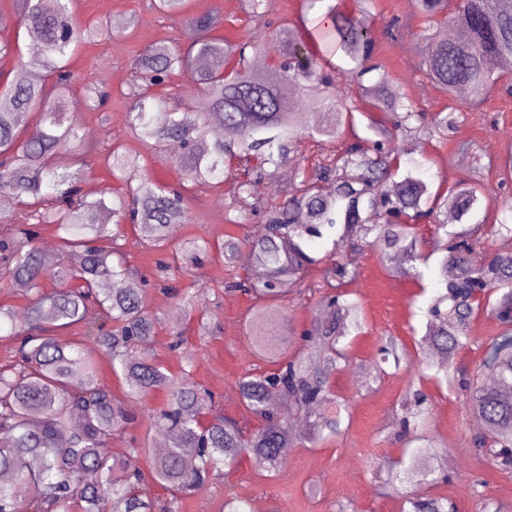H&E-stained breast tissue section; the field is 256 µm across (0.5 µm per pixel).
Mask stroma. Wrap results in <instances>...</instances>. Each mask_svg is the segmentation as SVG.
<instances>
[{
  "label": "stroma",
  "instance_id": "stroma-1",
  "mask_svg": "<svg viewBox=\"0 0 512 512\" xmlns=\"http://www.w3.org/2000/svg\"><path fill=\"white\" fill-rule=\"evenodd\" d=\"M192 14L217 17L218 35L231 40L260 29L240 8V0H190ZM418 9L408 0H377L374 27L377 32V59L392 86L404 92L417 107L428 112L444 108L447 97L423 74L422 57L416 50V28L399 29L387 38L384 27L392 18L417 19ZM116 19L111 35L82 44L71 60L74 73L94 70L97 78L111 87V101L99 112L88 111L81 85L70 94L74 101L82 135L88 136L99 152L114 144H130L125 115L129 102L121 95L132 77V62L156 41L188 45L187 28L178 18H170L153 6V0H74L73 19L80 24ZM474 144L476 154L461 152L460 144ZM512 146V96L492 95L479 110L460 114L447 138L431 137L427 147L433 162L428 181L447 184L471 177L477 159L488 160L481 180L492 203L480 210L477 221L512 224V179H504L494 166L507 147ZM193 221L179 225L174 242L195 235L223 239L255 237L263 226L253 222L233 226L224 221V190L198 186L188 193ZM123 249L142 281L149 309L160 323L148 348L138 349V357L156 358L171 369L191 366L194 380L210 391L226 418L249 422L242 406L237 380L252 368H267L257 356L245 326L251 302L241 292L221 290L228 272L217 253L205 257L186 299L164 294L156 268L158 253L145 249L135 232H128ZM354 260L360 276L352 292L363 308L364 328L351 348V362L333 375L337 393L350 401L349 426L335 441L320 447L292 448L276 473H268L250 459L223 480L200 484L184 499L183 512H224L227 493L262 504L267 512H409L410 499L444 498L456 512H512V471L490 466L474 445L481 423L467 410L466 385L472 369L484 357L487 344L502 329L493 316L476 313L471 322L468 345L455 357L457 370L448 383L418 382L422 356L418 337L425 332V309L438 289L437 261L431 258L419 275L396 273L393 263L372 246L356 250ZM181 331L182 345L171 351L174 331ZM396 337L406 354L401 363L384 360L381 347L387 337ZM420 388L428 398L431 430L451 455V462L437 467L431 480L407 494L387 488L389 466L400 461L407 436L401 424L400 403ZM164 400L160 390L147 392L125 402L132 423L119 447L135 440L144 447H156L158 435L149 432L147 412Z\"/></svg>",
  "mask_w": 512,
  "mask_h": 512
}]
</instances>
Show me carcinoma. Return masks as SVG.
<instances>
[{
	"label": "carcinoma",
	"instance_id": "obj_1",
	"mask_svg": "<svg viewBox=\"0 0 512 512\" xmlns=\"http://www.w3.org/2000/svg\"><path fill=\"white\" fill-rule=\"evenodd\" d=\"M17 20L27 41L40 52L20 62L11 80L0 85V281L26 288L22 314L0 306V325L21 324L16 363L0 369V431L11 440L0 444V512H182V498L193 487L224 476L243 457L269 472L277 471L291 448L340 436L348 402L329 384L348 356L343 340L362 328V306L346 288L360 276L352 261H328L320 271L324 290L303 331L297 352L286 357L284 341L272 332L282 327L294 335L293 320L282 298L301 293L309 266L318 263L309 246L325 239L336 250L348 242L372 238L385 257L409 275L425 260L416 225L427 221L448 228V212L459 224L491 203L476 175L452 186L431 184L420 176L430 162L423 129L446 135L455 113L483 104L491 94L512 95V76L500 69L512 58V4L504 0H419L418 51L426 78L450 99L438 112L417 110L393 88L381 65L372 62L376 35L374 0H355L348 12L328 8L330 24L304 37L284 21L266 42H231L214 34L220 20L209 14L185 19L190 43L183 48L156 42L142 51L128 91L126 124L140 145L156 149L175 142L185 150L179 163L182 190L171 191L145 173L141 152L114 145L102 157L119 187L112 199L88 198L79 182L94 152L80 135L66 99L76 80L70 69L75 47L112 28L108 21L80 28L73 22V0H55L51 11L42 0H19ZM154 7L179 17L186 0H156ZM258 25L265 24V0H241ZM455 29L443 39L436 29ZM262 48L275 51L276 65L263 73L253 67ZM342 53L353 67L350 84H339L324 53ZM185 71L196 94L178 109L156 91L175 73ZM308 83L322 89L317 102L320 123L309 120L301 91ZM86 108H103L112 92L92 75L82 85ZM464 90L467 99L456 101ZM386 118L369 117L376 138L353 132L356 100ZM33 109L40 122L32 130L19 117ZM352 131V140L323 162L307 169L291 166L300 142H334ZM286 180L284 201L252 195L254 181ZM233 185L224 204V222L245 224L262 217L264 232L247 241L228 237L212 241L195 236L174 247L173 261L159 262L172 277L192 276L198 256L214 250L227 266L245 257L265 269L263 278L227 282L254 301L248 316L250 339L272 368L241 376V403L261 425L246 434L222 418L207 420L211 394L198 387L191 371L170 372L163 363L141 359L136 347L154 335L158 317L146 305L142 288L131 277L119 241L127 228L147 247L167 250L170 230L192 223L184 192L190 186ZM112 210L115 224L100 221ZM54 227L66 256L53 276L59 288L43 287L44 266L26 224ZM498 241L489 254L480 237L458 232L436 234L432 251L443 254L438 277L445 292L428 309L430 320L420 346L432 352L426 369L447 374L456 354L469 342L474 314L487 311L504 329L493 337L482 369L496 376L493 388L474 375L466 402L483 423L486 456L494 467H512V224H493L486 233ZM111 329L96 336L112 357L121 395L98 383L97 371L80 348L64 343L72 327L93 330L99 317ZM160 388L167 400L152 412L149 425L173 437L167 452L150 464L153 481L168 498L156 503L143 489L140 461L147 449L132 443L116 453L112 441L126 429L122 406ZM304 416L308 431L296 432L277 402ZM416 393L402 405L403 424L417 445L409 463L389 469L388 485L399 490L421 483L443 458L442 444L423 432L429 411ZM411 512H447L439 499L411 501Z\"/></svg>",
	"mask_w": 512,
	"mask_h": 512
}]
</instances>
